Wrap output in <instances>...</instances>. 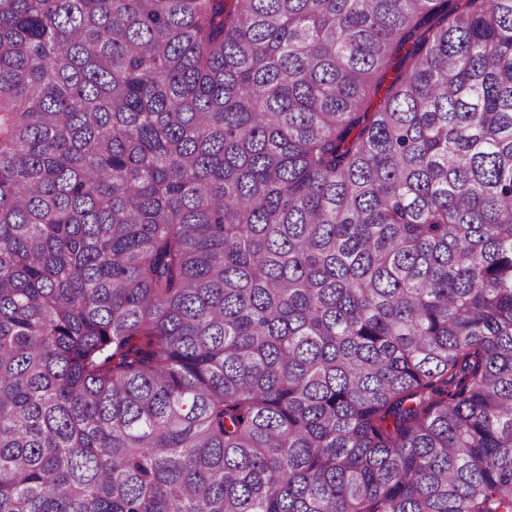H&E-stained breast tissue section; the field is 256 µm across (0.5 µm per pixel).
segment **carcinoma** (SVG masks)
I'll return each instance as SVG.
<instances>
[{
    "label": "carcinoma",
    "instance_id": "1",
    "mask_svg": "<svg viewBox=\"0 0 512 512\" xmlns=\"http://www.w3.org/2000/svg\"><path fill=\"white\" fill-rule=\"evenodd\" d=\"M0 512H512V0H0Z\"/></svg>",
    "mask_w": 512,
    "mask_h": 512
}]
</instances>
